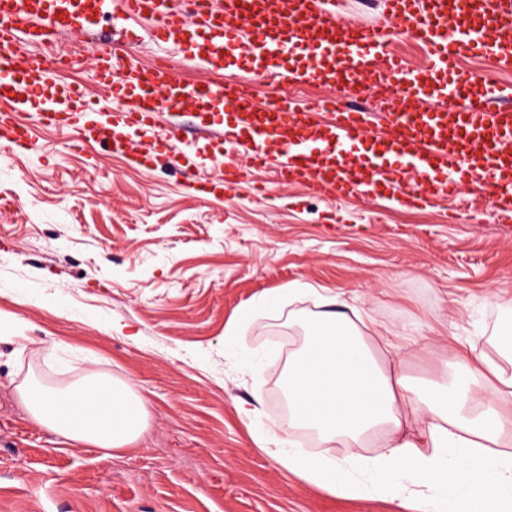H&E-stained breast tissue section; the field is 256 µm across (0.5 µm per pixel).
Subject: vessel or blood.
Listing matches in <instances>:
<instances>
[{
  "instance_id": "obj_1",
  "label": "vessel or blood",
  "mask_w": 512,
  "mask_h": 512,
  "mask_svg": "<svg viewBox=\"0 0 512 512\" xmlns=\"http://www.w3.org/2000/svg\"><path fill=\"white\" fill-rule=\"evenodd\" d=\"M188 2L171 10L163 0H0V151L32 149L37 127L64 128L78 147L141 165L181 153L184 113L218 108L251 130L252 165L282 153L279 179L312 195L359 198L385 189L396 204L416 208L455 195L465 178L512 220V84L460 68L463 59L479 56L512 71V0H387L390 17L424 52L417 67L395 54L380 27L323 0H223L218 9L211 0ZM105 16L123 22L95 54L104 82L121 75L116 95L123 104L113 111L79 87L54 82L56 57L33 51L55 43L63 29L94 32ZM145 16L157 43L178 49L213 79L188 84L172 62L146 66L127 52L129 25ZM231 57L289 87L321 85L331 94L302 109L259 105L254 84L223 75ZM392 90L400 99L384 115L386 133L354 163L371 117L364 100ZM161 119L163 132L142 148L145 130Z\"/></svg>"
}]
</instances>
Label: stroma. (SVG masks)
I'll return each instance as SVG.
<instances>
[{"mask_svg": "<svg viewBox=\"0 0 512 512\" xmlns=\"http://www.w3.org/2000/svg\"><path fill=\"white\" fill-rule=\"evenodd\" d=\"M183 121L176 166L144 171L59 129L0 154V313L21 326L0 339V512H415L412 494L283 475L261 432L305 436L271 394L326 296L395 331L412 376L435 372L427 338L493 353L512 319V226L467 182L417 209L321 200L266 169L228 189L232 144H198ZM94 373L146 405L132 450L63 443L17 393L31 374L62 388Z\"/></svg>", "mask_w": 512, "mask_h": 512, "instance_id": "obj_1", "label": "stroma"}]
</instances>
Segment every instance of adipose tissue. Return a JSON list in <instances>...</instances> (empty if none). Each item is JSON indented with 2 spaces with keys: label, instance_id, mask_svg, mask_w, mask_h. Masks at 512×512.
I'll return each mask as SVG.
<instances>
[{
  "label": "adipose tissue",
  "instance_id": "obj_1",
  "mask_svg": "<svg viewBox=\"0 0 512 512\" xmlns=\"http://www.w3.org/2000/svg\"><path fill=\"white\" fill-rule=\"evenodd\" d=\"M497 352L450 341V366L423 394L401 360L378 362L347 314H316L288 364L286 391L294 424L312 431L319 448L297 447L272 428L262 440L283 448L278 461L287 471L345 497L397 498L424 485L420 512H447L458 498L465 512H512V342ZM17 391L37 424L74 444L121 450L145 428L142 399L108 377L62 392L30 378ZM333 443L351 456L327 458L322 450ZM370 446L374 454L364 455Z\"/></svg>",
  "mask_w": 512,
  "mask_h": 512
}]
</instances>
